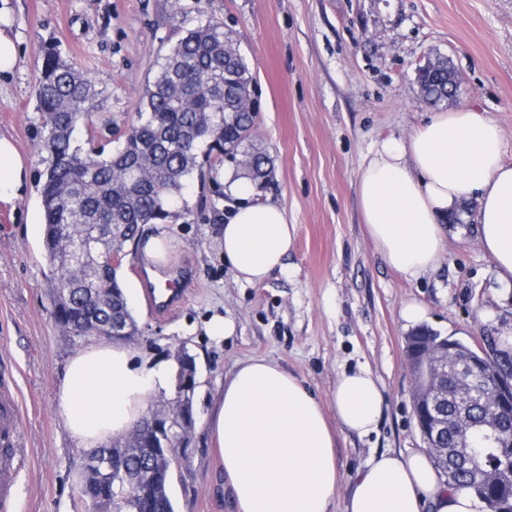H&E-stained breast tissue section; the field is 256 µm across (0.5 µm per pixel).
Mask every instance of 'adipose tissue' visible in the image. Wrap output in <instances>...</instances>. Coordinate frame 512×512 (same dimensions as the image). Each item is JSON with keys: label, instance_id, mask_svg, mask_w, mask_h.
Returning <instances> with one entry per match:
<instances>
[{"label": "adipose tissue", "instance_id": "adipose-tissue-1", "mask_svg": "<svg viewBox=\"0 0 512 512\" xmlns=\"http://www.w3.org/2000/svg\"><path fill=\"white\" fill-rule=\"evenodd\" d=\"M29 169L14 142L0 136V204L22 198ZM224 185L243 204L223 227L224 261L255 285L283 268L293 227L285 210L258 202L236 173ZM372 242L386 264L414 280L433 269L448 246L445 223L475 198L476 234L502 281L512 280V164L504 133L473 108L434 113L405 140L380 143L358 186ZM172 367L147 352L108 340L71 356L57 392L62 425L77 447L94 448L130 432L151 397L168 390ZM333 410L279 363L253 358L220 385L206 427L237 512H331L341 480L333 426L366 437L376 432L386 399L364 364L341 371ZM344 512H487L471 492L448 487L430 454L374 455L351 480Z\"/></svg>", "mask_w": 512, "mask_h": 512}]
</instances>
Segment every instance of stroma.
Here are the masks:
<instances>
[{
	"label": "stroma",
	"instance_id": "1",
	"mask_svg": "<svg viewBox=\"0 0 512 512\" xmlns=\"http://www.w3.org/2000/svg\"><path fill=\"white\" fill-rule=\"evenodd\" d=\"M209 19L231 34L253 76L254 142L273 159L263 197L285 209L295 232L283 269L258 285L237 280L220 247L235 200L218 168L194 182L174 218L143 231L165 232V267L191 278L173 310L154 311L140 275L150 262L140 245L125 248L117 275L138 325L131 349L169 362L182 344L196 360V422L187 460L172 470L174 512H236L204 419L239 362L279 363L327 410L341 370L365 363L380 379L386 408L377 432L336 433L342 481L333 509L342 512L352 476L371 456L425 446L402 307L421 305L428 327L469 345L485 331L512 336V285L498 281L477 241L474 201L449 223L438 266L410 282L379 255L358 197L375 147L408 139L424 120L415 79L433 53L460 78L448 110L485 112L502 128L512 163V0H0V31L18 49L15 68L0 73V136L30 171L25 196L0 205V378L16 384L27 453L15 512H75L81 450L63 429L56 392L69 357L92 342L56 326L47 288L36 100L44 50L56 47L94 81L92 126L77 137L109 153L135 121L158 61ZM216 317L233 322L231 336H210Z\"/></svg>",
	"mask_w": 512,
	"mask_h": 512
}]
</instances>
